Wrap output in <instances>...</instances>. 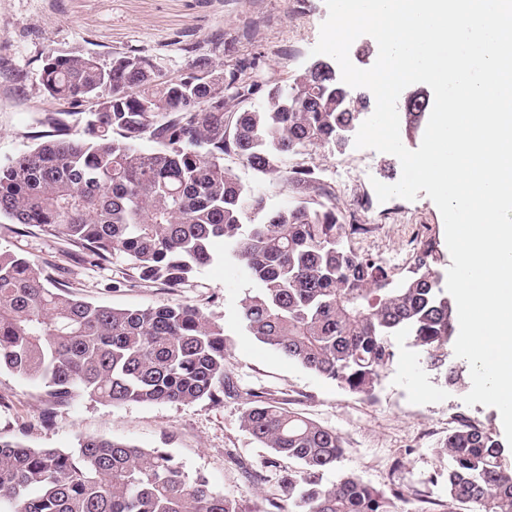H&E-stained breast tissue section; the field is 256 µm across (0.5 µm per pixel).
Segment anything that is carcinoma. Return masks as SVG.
I'll return each instance as SVG.
<instances>
[{
    "label": "carcinoma",
    "mask_w": 512,
    "mask_h": 512,
    "mask_svg": "<svg viewBox=\"0 0 512 512\" xmlns=\"http://www.w3.org/2000/svg\"><path fill=\"white\" fill-rule=\"evenodd\" d=\"M224 39L188 44L185 68L167 77L143 51L58 50L37 58L48 108L33 144L0 162V222L64 241L74 259L119 255L143 288H180L219 258L254 288L240 301L246 333L283 358L371 398L406 336L429 370L462 389L467 367L448 364L453 301L440 286L429 241L396 281L348 244L336 207L300 198L276 211L224 167L246 166L306 190L310 168L282 167L290 153L341 152L340 129L368 109L366 96L340 102L336 80L315 60L299 74L262 82L245 65L224 67ZM327 91L313 95L317 82ZM263 105H230L233 92ZM155 147L142 148L144 141ZM59 267L0 249V369L42 384L53 411L87 397L126 402H219L232 338L224 322L186 303L118 308L70 292ZM242 428L279 458L288 512H399L404 495L352 472L324 486L322 471L344 452L342 437L248 390ZM438 453L450 458L446 512H512V469L491 429L461 419ZM3 512H239L208 480L189 477L161 448L97 436L77 446L36 448L0 437Z\"/></svg>",
    "instance_id": "obj_1"
}]
</instances>
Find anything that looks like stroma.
<instances>
[{
    "mask_svg": "<svg viewBox=\"0 0 512 512\" xmlns=\"http://www.w3.org/2000/svg\"><path fill=\"white\" fill-rule=\"evenodd\" d=\"M327 16L325 0H0V162L27 149L37 128L36 118L44 107L37 79L40 53L91 49L106 62L113 49L131 46L155 56L161 72L173 77L187 61L178 43L220 36L225 64L257 57L261 78L276 82L312 63L310 51ZM345 161L386 184L401 176L395 156L355 147L342 153L318 148L290 154L283 164L315 169L341 223L373 225L372 235L357 243V250L381 260L407 250L421 229L436 241L439 270L447 272L452 261L444 221L425 192H418L411 202H384L391 217L379 222L376 210L359 202L362 186L339 187L332 182L337 164ZM224 165L263 195L267 208L280 209L306 195L276 176L253 171L236 156L225 157ZM0 247L65 266V283L78 296L101 304L138 308L183 302L223 321L233 339L225 365L231 385L277 401L341 435L344 454L335 467L323 472L324 485L353 471L365 482L399 490L406 498L422 494L417 512H443L449 460L438 455L437 448L449 425L464 417L487 428L499 427L496 408L464 404L461 392L437 381L421 353L403 336L393 338L396 356L381 372L371 399L288 362L244 331L239 304L252 284L223 260L204 267L188 286L141 288L119 256L106 263L88 256L74 263L60 240L4 229ZM45 405L40 384L8 370L0 372V436L62 449L75 447L85 436L162 448L188 475H203L215 491L235 498L240 512H266L269 499L279 494L281 476L296 467L286 458L264 466L268 451L243 430L244 404L229 392L219 403L114 406L80 398L58 410L48 423L42 420ZM248 467L259 470L260 480L246 479Z\"/></svg>",
    "mask_w": 512,
    "mask_h": 512,
    "instance_id": "35a3bbf8",
    "label": "stroma"
}]
</instances>
